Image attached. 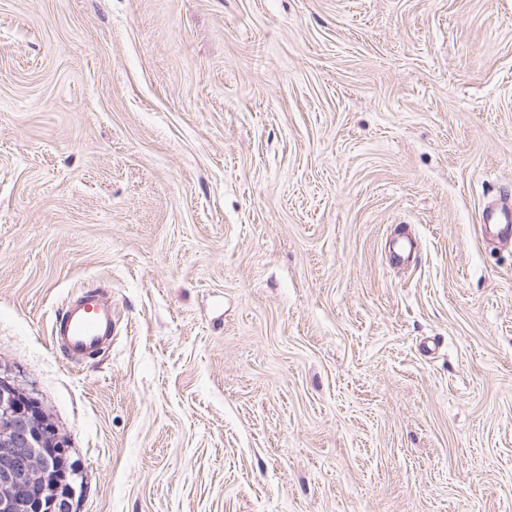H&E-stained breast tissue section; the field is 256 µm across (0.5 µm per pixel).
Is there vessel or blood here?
<instances>
[{"label":"vessel or blood","instance_id":"obj_1","mask_svg":"<svg viewBox=\"0 0 512 512\" xmlns=\"http://www.w3.org/2000/svg\"><path fill=\"white\" fill-rule=\"evenodd\" d=\"M482 222L494 230L498 239H511L512 197L502 196L498 204L488 207ZM115 328L111 302L100 288L94 287L68 301L57 312L52 337L62 352L80 358L110 348Z\"/></svg>","mask_w":512,"mask_h":512}]
</instances>
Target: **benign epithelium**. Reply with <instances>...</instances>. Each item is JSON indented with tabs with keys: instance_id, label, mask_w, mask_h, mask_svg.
<instances>
[{
	"instance_id": "benign-epithelium-1",
	"label": "benign epithelium",
	"mask_w": 512,
	"mask_h": 512,
	"mask_svg": "<svg viewBox=\"0 0 512 512\" xmlns=\"http://www.w3.org/2000/svg\"><path fill=\"white\" fill-rule=\"evenodd\" d=\"M58 426L14 378L0 375V512H73L58 488L68 478Z\"/></svg>"
}]
</instances>
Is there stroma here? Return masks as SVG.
<instances>
[{
	"instance_id": "1",
	"label": "stroma",
	"mask_w": 512,
	"mask_h": 512,
	"mask_svg": "<svg viewBox=\"0 0 512 512\" xmlns=\"http://www.w3.org/2000/svg\"><path fill=\"white\" fill-rule=\"evenodd\" d=\"M506 188L512 0H0V373L77 512H512ZM482 224L487 232L492 227L497 239L506 241L512 237V200L508 194L502 193L501 201L483 212ZM115 328L112 302L100 288L91 287L57 312L52 337L66 355L81 358L110 348Z\"/></svg>"
}]
</instances>
